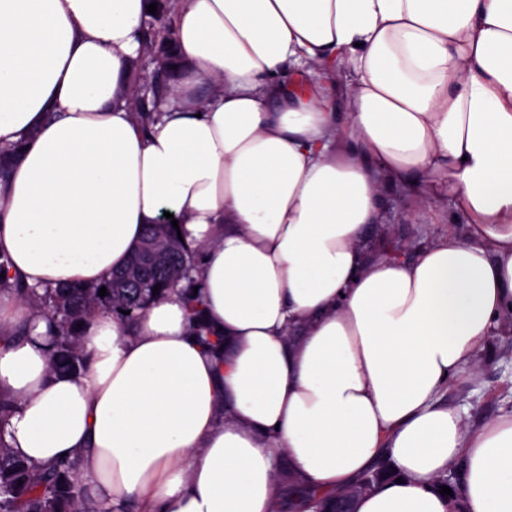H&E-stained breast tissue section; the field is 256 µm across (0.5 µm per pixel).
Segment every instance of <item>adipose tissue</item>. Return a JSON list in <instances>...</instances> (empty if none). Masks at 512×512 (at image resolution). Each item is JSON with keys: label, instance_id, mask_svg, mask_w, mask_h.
Segmentation results:
<instances>
[{"label": "adipose tissue", "instance_id": "obj_1", "mask_svg": "<svg viewBox=\"0 0 512 512\" xmlns=\"http://www.w3.org/2000/svg\"><path fill=\"white\" fill-rule=\"evenodd\" d=\"M147 0H0V254L28 287L99 284L146 225L205 244L184 289L86 325L53 371L43 309L0 291L5 439L80 458L100 512H273L274 460L356 512H512V415L468 429L440 390L512 328V0H179L182 66L130 103ZM345 111H335V96ZM452 201L408 260L367 254L380 198Z\"/></svg>", "mask_w": 512, "mask_h": 512}]
</instances>
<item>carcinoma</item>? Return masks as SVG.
Returning <instances> with one entry per match:
<instances>
[{
  "instance_id": "1",
  "label": "carcinoma",
  "mask_w": 512,
  "mask_h": 512,
  "mask_svg": "<svg viewBox=\"0 0 512 512\" xmlns=\"http://www.w3.org/2000/svg\"><path fill=\"white\" fill-rule=\"evenodd\" d=\"M157 4L156 14H147L142 23L138 57L131 62L129 74L149 66L154 67L151 98L140 88L130 105L141 122L150 120L159 105L170 93V75L179 60L175 54L176 32L171 16L178 0H150ZM20 147H0V180L5 178ZM195 251L178 238L177 229L170 223L147 225L125 266L112 273L101 285H63L43 296L11 278L7 261L0 259V287L20 294L32 304L40 305L58 328L52 351V367L59 372L84 369L85 358L79 348L81 330L78 324L88 321L96 312L107 310L124 322L133 321L147 303L179 287L195 268ZM158 293H152L154 286ZM107 295H98L101 287ZM14 403L0 395V512H98L95 501L87 497L78 481L80 459L66 463L35 466L17 457L3 438L4 428ZM396 476L393 466L381 462L366 472L361 481L379 484ZM302 499L297 507L328 508L336 501L337 493L327 494L314 487L299 485Z\"/></svg>"
}]
</instances>
